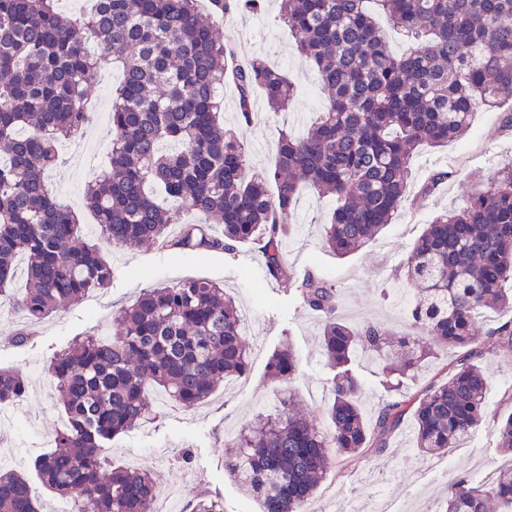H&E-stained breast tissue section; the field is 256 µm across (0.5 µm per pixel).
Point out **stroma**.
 Returning a JSON list of instances; mask_svg holds the SVG:
<instances>
[{
  "instance_id": "stroma-1",
  "label": "stroma",
  "mask_w": 512,
  "mask_h": 512,
  "mask_svg": "<svg viewBox=\"0 0 512 512\" xmlns=\"http://www.w3.org/2000/svg\"><path fill=\"white\" fill-rule=\"evenodd\" d=\"M217 26L235 52L228 60L229 67L245 58L260 57L284 70L297 87L288 110L281 114L269 109L262 93H254L252 118L244 123L239 118L237 88L232 78L224 80L225 126L234 129L247 145L250 167H270L280 129L296 131L301 124H312L327 95L280 21L277 0H266L261 15L238 14L230 21H218ZM120 77L119 70L104 65L102 82L95 90L100 110L96 125L86 132L87 150L77 151L65 141L58 145L59 163L49 172L48 183L66 206L82 210L84 185L92 170L107 160L110 143L104 130L111 90ZM509 110L512 98L495 110L477 108L464 138L440 148L421 147L412 160L408 189L415 204H403L378 238L349 256L337 257L323 244L330 199L305 190L291 214L294 230L284 241L289 278L272 275L252 244L231 254H188L152 246L121 249L106 243L102 250L112 262L110 288L32 325L28 342L21 346L7 342L16 328L14 313L0 315V368L21 371L28 378V391L21 401L0 405V467L28 479L39 512H76L74 499L49 491L32 467L36 457L50 452L54 434L65 426V415L44 371L47 361L88 331L117 334L116 312L132 304L143 289L206 278L223 284L237 306L251 310L254 316L258 341L249 347V371L224 383L196 409L158 406L157 417L114 438L102 456L115 466L151 472L161 488L177 489L178 512H191L192 505L203 497L221 502L224 512H262L261 502L243 493L225 472V440L258 415L272 412L287 396L299 400L319 425H326L335 375L320 346L322 319L299 304L298 281L312 271L335 285L340 314L350 323L376 321L393 332H406L408 303L419 293L418 286L403 276L409 250L435 215L465 206L475 175L512 162V130L502 128V116ZM437 170L447 171L448 180L432 195L418 198L421 183ZM286 342L299 357V370L290 384L277 385L268 380L266 364L272 352ZM484 364L490 383L486 419L465 445L438 456L419 454L413 448V425L404 423L383 454L363 453L347 463L333 464L309 502L312 512H336L341 503L351 512H370L380 496L387 500L391 512H441L454 475L463 473L476 482L489 483L506 461L495 446L492 424L504 409V395L512 391V361L491 353ZM183 448L191 452L190 464L178 459Z\"/></svg>"
}]
</instances>
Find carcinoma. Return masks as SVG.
Masks as SVG:
<instances>
[{
    "instance_id": "obj_1",
    "label": "carcinoma",
    "mask_w": 512,
    "mask_h": 512,
    "mask_svg": "<svg viewBox=\"0 0 512 512\" xmlns=\"http://www.w3.org/2000/svg\"><path fill=\"white\" fill-rule=\"evenodd\" d=\"M209 4L228 18L259 12L264 0ZM376 11L413 40L408 53L389 51ZM280 15L328 98L315 125L281 130L274 164L255 174L243 143L224 130V42L200 19L199 0H97L79 22L57 0H0V300L23 322H41L112 284L109 260L44 181L60 139L93 121L81 102L101 58L121 64L123 74L110 112V166L84 195L104 237L116 247L187 252L232 253L258 242L277 276L288 275L281 244L302 188L335 201L325 247L340 257L355 253L395 218L417 149L461 138L475 108H494L512 93V0H281ZM89 40L99 56L88 55ZM234 79L246 122L253 90L276 112L296 92L284 71L258 57ZM212 222L222 225L220 235L210 233ZM19 258L27 283L15 295ZM404 270L422 297L399 336L341 318L336 287L318 274L298 282L299 303L322 315L321 347L337 370L330 424L322 428L285 402L227 440L224 470L262 512H303L334 461L384 452L409 414L416 448L429 455L458 447L483 422L482 359L512 357L511 319L485 337L473 333L479 314L512 310V164L480 176L465 207L428 224ZM119 323L117 335L78 338L46 365L67 426L34 468L56 494L79 493V512H153L151 473L107 470L101 449L153 413V395L193 409L249 365L241 311L208 279L146 288L120 310ZM457 349L463 354L437 367L421 393L388 401L365 421L353 371L359 356L396 377L397 391L428 358ZM298 368L284 344L270 356L267 377L283 384ZM27 389L22 372L0 368V405ZM494 438L512 454V411L497 421ZM491 505L512 512V463L486 485L458 477L444 512ZM0 512H38L27 479L2 468Z\"/></svg>"
}]
</instances>
